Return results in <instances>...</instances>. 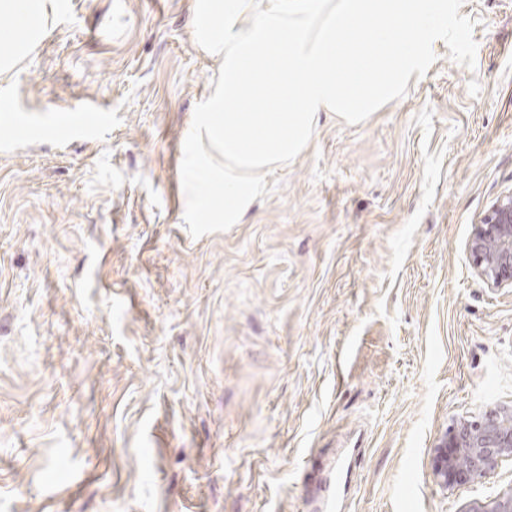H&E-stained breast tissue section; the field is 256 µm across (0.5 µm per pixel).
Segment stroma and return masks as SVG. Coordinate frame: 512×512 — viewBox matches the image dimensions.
Wrapping results in <instances>:
<instances>
[{"mask_svg":"<svg viewBox=\"0 0 512 512\" xmlns=\"http://www.w3.org/2000/svg\"><path fill=\"white\" fill-rule=\"evenodd\" d=\"M0 77V512H465L453 420L512 405V288L473 227L512 191V0H464L365 121L321 116L243 223L192 237L180 167L218 73L196 0H60ZM107 120L57 143L86 103ZM348 467L344 490L328 469Z\"/></svg>","mask_w":512,"mask_h":512,"instance_id":"obj_1","label":"stroma"}]
</instances>
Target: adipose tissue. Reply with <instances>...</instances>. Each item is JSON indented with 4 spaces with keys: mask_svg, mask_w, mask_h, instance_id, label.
Here are the masks:
<instances>
[{
    "mask_svg": "<svg viewBox=\"0 0 512 512\" xmlns=\"http://www.w3.org/2000/svg\"><path fill=\"white\" fill-rule=\"evenodd\" d=\"M58 13V0H0V16L8 18L0 29V41L13 47L9 56H0V75L11 72L41 39Z\"/></svg>",
    "mask_w": 512,
    "mask_h": 512,
    "instance_id": "ef3b65f1",
    "label": "adipose tissue"
}]
</instances>
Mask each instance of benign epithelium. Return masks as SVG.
Masks as SVG:
<instances>
[{"label": "benign epithelium", "mask_w": 512, "mask_h": 512, "mask_svg": "<svg viewBox=\"0 0 512 512\" xmlns=\"http://www.w3.org/2000/svg\"><path fill=\"white\" fill-rule=\"evenodd\" d=\"M468 251L477 274L490 288H512V191L499 197L475 225ZM512 459V405L477 419H458L438 439L431 457L435 484L444 492L483 484ZM467 512H512V489Z\"/></svg>", "instance_id": "7a95c632"}]
</instances>
